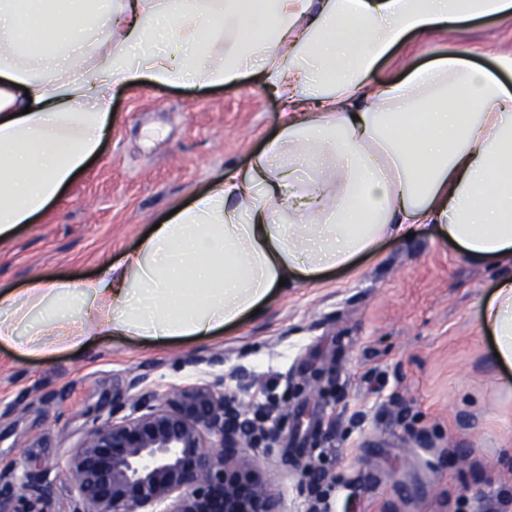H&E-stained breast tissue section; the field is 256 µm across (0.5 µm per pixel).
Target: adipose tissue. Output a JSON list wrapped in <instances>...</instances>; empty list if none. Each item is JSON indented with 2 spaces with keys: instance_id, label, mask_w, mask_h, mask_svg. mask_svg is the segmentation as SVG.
Returning a JSON list of instances; mask_svg holds the SVG:
<instances>
[{
  "instance_id": "1",
  "label": "adipose tissue",
  "mask_w": 512,
  "mask_h": 512,
  "mask_svg": "<svg viewBox=\"0 0 512 512\" xmlns=\"http://www.w3.org/2000/svg\"><path fill=\"white\" fill-rule=\"evenodd\" d=\"M511 15L512 0H0L2 238L97 152L116 87L232 84L250 70L285 106L248 166L96 280L10 290L0 349L208 338L281 285L316 282L430 225L465 260L501 270L478 304L511 367L512 90L460 54L370 83L410 37ZM73 300L76 317L63 311Z\"/></svg>"
}]
</instances>
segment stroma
Wrapping results in <instances>:
<instances>
[{
	"label": "stroma",
	"mask_w": 512,
	"mask_h": 512,
	"mask_svg": "<svg viewBox=\"0 0 512 512\" xmlns=\"http://www.w3.org/2000/svg\"><path fill=\"white\" fill-rule=\"evenodd\" d=\"M512 47V19L467 24L462 35L409 38L374 68L384 84L448 52ZM282 105L259 77L184 88L144 82L112 93L102 142L60 196L0 245V291L36 276L96 279L153 224L209 184L247 166L278 132ZM470 264L433 228L383 243L349 269L288 289L218 336L158 343L100 336L41 355L0 349V467L40 460L64 472L93 414L134 396L131 379L187 386L224 356V389L246 418L266 392L290 414L263 458L284 512H512V368L492 361L477 304L499 278ZM332 368L329 396L315 372ZM316 463L322 483L306 474Z\"/></svg>",
	"instance_id": "stroma-1"
}]
</instances>
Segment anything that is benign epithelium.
<instances>
[{"mask_svg":"<svg viewBox=\"0 0 512 512\" xmlns=\"http://www.w3.org/2000/svg\"><path fill=\"white\" fill-rule=\"evenodd\" d=\"M184 366L224 364L191 355ZM131 413L96 417L65 472L66 512H283L256 460L273 437L243 417L224 377L160 389L147 374ZM38 461L0 469V512H56L57 479Z\"/></svg>","mask_w":512,"mask_h":512,"instance_id":"obj_1","label":"benign epithelium"}]
</instances>
